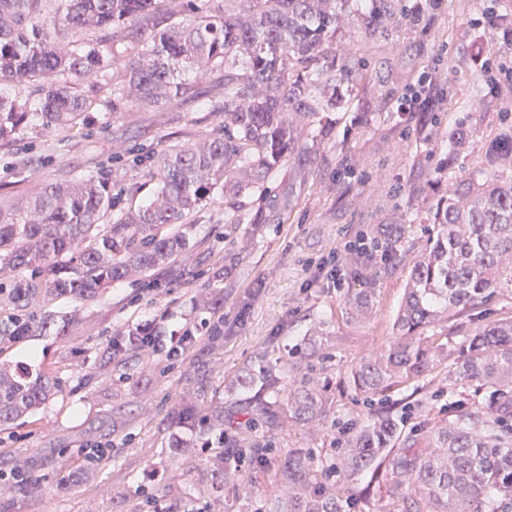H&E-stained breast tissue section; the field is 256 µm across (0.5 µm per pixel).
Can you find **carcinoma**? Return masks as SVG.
Wrapping results in <instances>:
<instances>
[{
    "instance_id": "cac0c4a2",
    "label": "carcinoma",
    "mask_w": 512,
    "mask_h": 512,
    "mask_svg": "<svg viewBox=\"0 0 512 512\" xmlns=\"http://www.w3.org/2000/svg\"><path fill=\"white\" fill-rule=\"evenodd\" d=\"M0 0V148L37 117L65 131L79 126L111 66L102 45L119 38L133 56L112 88V109L124 100L155 106L195 97L194 81L224 73V135L192 146L170 145L151 160L153 201L117 206L107 179L81 175L48 183L20 210L0 211V262L24 273L40 264L44 281L15 294L21 307L51 295L91 298L134 273L178 274L189 249V216L218 194L235 224L248 215L242 199L268 193L267 178L298 149L326 135L325 113L340 104L338 90L358 63L325 46L360 12L378 18L386 0ZM435 230L411 260L396 316L395 340L351 371L354 389L384 396L425 376L448 344L425 335L428 327L463 315L512 288V180L474 176L450 186L431 216ZM403 227L385 243V264L401 262ZM373 288H355L346 318L373 312ZM459 376L491 390L500 413L470 411L440 425L433 446L414 448L397 418L382 408L353 429L343 452L324 470L299 449L281 463L280 489L269 512H344L336 485L382 465L408 481L412 512H512V320L462 334ZM252 400L214 409L212 425L241 422L242 446L205 459L236 477L233 463L266 461L280 429L311 424L325 412L327 383L310 375L296 381L273 374L251 378ZM57 390L44 376L0 369V422L39 406Z\"/></svg>"
}]
</instances>
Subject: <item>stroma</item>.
Wrapping results in <instances>:
<instances>
[{"label":"stroma","mask_w":512,"mask_h":512,"mask_svg":"<svg viewBox=\"0 0 512 512\" xmlns=\"http://www.w3.org/2000/svg\"><path fill=\"white\" fill-rule=\"evenodd\" d=\"M390 0L375 23L352 18L337 47L362 63L354 83L341 87L336 124L314 152L300 153L268 177L262 201L245 200L252 225L227 223L223 200L195 213V244L183 275L156 273V288L126 278L93 298L54 297L28 312L14 302L24 280L0 271V326L10 318L63 320V333L31 331L18 346L0 348V367L57 378L59 391L24 419L0 425V471L21 473L22 484L0 489V512H146L155 497L170 512H263L279 486L281 460L304 449L314 464L334 457L355 424L371 410L348 384L351 369L393 341L394 319L409 269L375 275L381 259L358 255L340 286L318 264L357 236L382 237L400 224L407 243L424 240V226L448 185L475 171L512 180V165L491 163L512 135V0ZM439 60L438 97L428 112H405L403 95L424 68ZM495 69L488 83L485 65ZM196 103H136L88 112L81 128L35 126L0 149V208L23 206L44 184L105 173L123 203L144 204L155 184L148 157L172 144L190 146L221 130L213 107L224 96V76L199 86ZM373 283L378 306L365 322L343 316L352 288ZM158 320L165 330L202 320L218 329L175 360L163 350L136 351L113 341L116 329ZM317 332L330 384L323 418L288 424L266 464L240 462L243 483L233 486L200 462L198 448L243 440L244 430L219 433L207 422L187 429L174 413L185 402L200 414L251 394L245 373L306 371V338ZM459 353L440 361L427 378L404 387L411 407L406 435L427 447L435 424L448 415L487 406V395L459 379ZM99 441L107 456L90 465L82 446ZM368 476L342 485L346 512H410V501L390 492V477L369 486Z\"/></svg>","instance_id":"stroma-1"}]
</instances>
